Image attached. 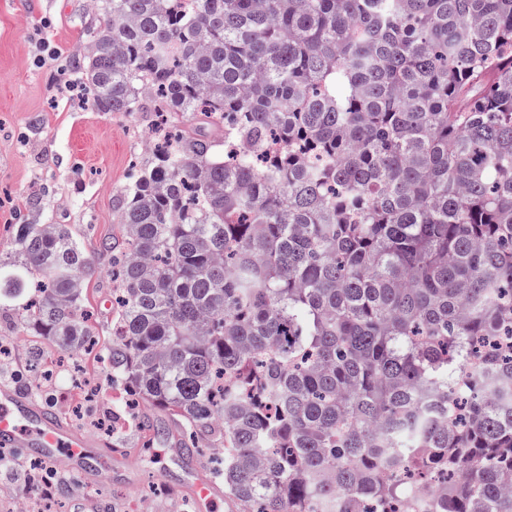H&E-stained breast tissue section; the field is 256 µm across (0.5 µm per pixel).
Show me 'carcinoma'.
<instances>
[{
    "label": "carcinoma",
    "mask_w": 512,
    "mask_h": 512,
    "mask_svg": "<svg viewBox=\"0 0 512 512\" xmlns=\"http://www.w3.org/2000/svg\"><path fill=\"white\" fill-rule=\"evenodd\" d=\"M123 190L107 363L246 512H512V0H93ZM0 315L91 345L97 271L19 224Z\"/></svg>",
    "instance_id": "cac0c4a2"
}]
</instances>
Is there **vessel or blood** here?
Segmentation results:
<instances>
[{
  "label": "vessel or blood",
  "instance_id": "1",
  "mask_svg": "<svg viewBox=\"0 0 512 512\" xmlns=\"http://www.w3.org/2000/svg\"><path fill=\"white\" fill-rule=\"evenodd\" d=\"M87 446L85 437L54 411L35 403L16 387L0 385L1 448L73 473L87 485L101 472L97 462L89 459ZM182 492L198 504L215 499L220 487L198 461Z\"/></svg>",
  "mask_w": 512,
  "mask_h": 512
}]
</instances>
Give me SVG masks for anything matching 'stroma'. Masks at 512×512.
Returning a JSON list of instances; mask_svg holds the SVG:
<instances>
[{
  "label": "stroma",
  "mask_w": 512,
  "mask_h": 512,
  "mask_svg": "<svg viewBox=\"0 0 512 512\" xmlns=\"http://www.w3.org/2000/svg\"><path fill=\"white\" fill-rule=\"evenodd\" d=\"M95 21L88 0H0V258L12 254L14 225L65 224L98 266L83 302L95 346L72 358L99 389L101 415L114 419L113 432L75 419L82 395L69 367L57 365L46 388L50 409L112 458L111 479L92 481L88 496L107 500L111 512H239L225 498L198 510L180 493L185 463L174 448L141 430L122 387L100 360L112 347V273L99 246L118 230L116 198L143 164L148 119L98 112L64 92L65 81L77 78L78 46ZM38 353L57 356L61 350L29 337L24 353L0 367V383L28 390L29 363ZM33 471L23 457L0 467V512H12L15 494L27 495L37 512H76V477L57 471L58 489L44 497L26 489Z\"/></svg>",
  "instance_id": "obj_1"
}]
</instances>
